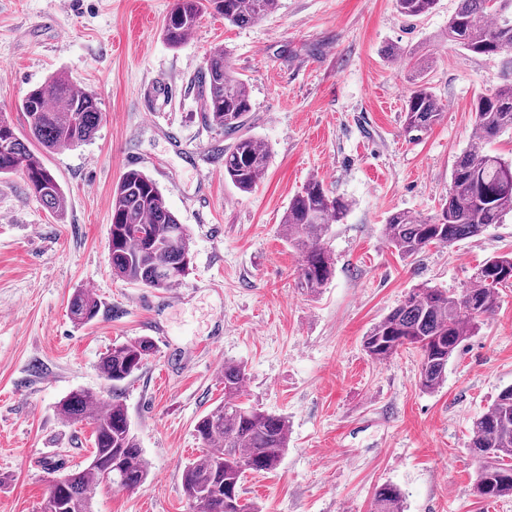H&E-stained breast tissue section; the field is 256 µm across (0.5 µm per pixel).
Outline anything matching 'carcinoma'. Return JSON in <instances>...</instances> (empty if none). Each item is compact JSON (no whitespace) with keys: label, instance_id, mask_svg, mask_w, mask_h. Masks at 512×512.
Segmentation results:
<instances>
[{"label":"carcinoma","instance_id":"cac0c4a2","mask_svg":"<svg viewBox=\"0 0 512 512\" xmlns=\"http://www.w3.org/2000/svg\"><path fill=\"white\" fill-rule=\"evenodd\" d=\"M406 17L430 13L437 0H395ZM277 0H174L161 34L171 47L181 46L199 23L204 9L224 15L231 24L246 25L271 15ZM448 42L478 56H507L512 71V9L494 0H458L448 19ZM428 59L416 62L414 87L405 108L407 132L438 122L443 107L426 80ZM198 83L203 89L205 118L235 137L224 148V176L243 193L252 192L268 164V150L252 136H240L251 112L248 84L235 76L218 47L206 55ZM21 110L29 138L17 136L14 125L0 113V175L22 173L27 190L50 211H64L66 196L42 153L87 142L95 135L101 111L97 97L75 87L63 75L33 87ZM477 142L455 161L448 196L439 211L421 218L408 211L391 213L385 224L388 243L404 257H415L433 244L451 245L501 224L512 214V160L486 149L505 130L512 129V78L491 96L473 100ZM350 202L332 195L313 178L289 202L282 219V235L300 254V288L318 293L332 278L335 259L325 243L332 225L341 224ZM109 252L113 274L144 288L164 289L178 284L191 264V240L185 225L166 205L156 182L130 169L112 191ZM512 274V253L488 258L459 295L438 288H419L403 304L375 323L363 337L366 354L377 361L412 347L420 355L419 386L433 392L447 378L448 362L461 344L499 305L498 288L509 284L500 274ZM71 319L87 324L99 314L96 298L86 290L74 292ZM154 352V343L141 337L112 347L101 358L102 377L116 387L140 371ZM246 379L240 363L224 364V402L195 424L203 448L184 465L182 489L192 512H260L242 502L244 473L276 471L288 448V420L241 399ZM69 422L91 426L93 451L88 465L64 470L49 486L48 496L60 495L63 512H92L102 484L134 489L149 474V464L132 433L127 410L118 401L101 403L98 396L79 390L59 404ZM470 451L479 459L475 493L484 500L512 496V385L503 388L490 407L472 421ZM119 458L117 473L106 477L99 460ZM373 512H404L400 490L379 486Z\"/></svg>","mask_w":512,"mask_h":512}]
</instances>
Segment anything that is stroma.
Listing matches in <instances>:
<instances>
[{
  "instance_id": "1",
  "label": "stroma",
  "mask_w": 512,
  "mask_h": 512,
  "mask_svg": "<svg viewBox=\"0 0 512 512\" xmlns=\"http://www.w3.org/2000/svg\"><path fill=\"white\" fill-rule=\"evenodd\" d=\"M172 4L0 0V112L18 135L24 95L55 74L94 91L102 113L91 141L43 156L65 192L63 214L20 176L0 177V512H43L55 465L88 462L91 427L57 412L78 390L122 401L149 463L135 490L103 487L93 512H189L181 471L202 446L196 422L224 399L228 362L246 368L243 400L288 420L280 467L242 480L261 512H372L385 483L400 489L404 512H512V497H477L468 448L473 418L512 385V287L435 391L418 384L415 349L379 362L362 346L412 290L462 293L478 265L512 252L511 215L408 259L384 234L392 212L439 210L475 140V96L504 81L500 60L445 40L457 0L419 18L394 0H279L243 26L207 12L177 48L161 36ZM216 47L249 86L245 134L269 152L248 194L220 174L231 139L205 121L196 83ZM425 51L444 112L408 134L413 55ZM131 169L157 183L191 234V269L166 290L112 274V190ZM313 178L352 206L327 239L336 273L309 295L281 222ZM79 289L100 305L86 325L69 315ZM142 336L154 353L112 388L101 358Z\"/></svg>"
}]
</instances>
